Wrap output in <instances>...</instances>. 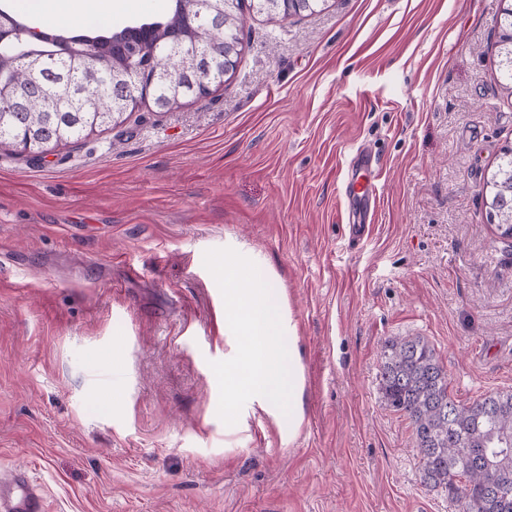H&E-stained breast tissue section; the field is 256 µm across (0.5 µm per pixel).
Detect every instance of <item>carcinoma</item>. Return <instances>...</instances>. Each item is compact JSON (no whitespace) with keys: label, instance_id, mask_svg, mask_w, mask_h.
<instances>
[{"label":"carcinoma","instance_id":"cac0c4a2","mask_svg":"<svg viewBox=\"0 0 512 512\" xmlns=\"http://www.w3.org/2000/svg\"><path fill=\"white\" fill-rule=\"evenodd\" d=\"M250 7L251 0H237V9L226 20L236 60L242 52V15ZM273 12L283 18L310 16L316 5L281 0ZM174 36L193 50L202 52L207 46V28L198 21L187 22L175 10L164 20L75 35L99 44L84 66H74L59 55L57 41L68 38L64 32H48L40 44L18 37L0 41V94L11 108L0 112V145L16 146L30 134L45 146L56 147L61 139L69 143L101 128L93 121L95 98H112V72L123 67V55L112 46V38L162 48ZM35 53L48 60L38 74L29 76L20 64ZM225 82L224 71L215 65L202 73L198 95ZM511 187L512 147H507L484 179L481 195L512 198ZM384 358V404L410 420L424 482L448 491V500L461 504L463 512H512V391L491 393L470 405L457 402L448 391L444 366L421 337L387 340ZM491 471L499 480L494 488L488 484Z\"/></svg>","mask_w":512,"mask_h":512}]
</instances>
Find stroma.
Here are the masks:
<instances>
[{"mask_svg": "<svg viewBox=\"0 0 512 512\" xmlns=\"http://www.w3.org/2000/svg\"><path fill=\"white\" fill-rule=\"evenodd\" d=\"M161 9L0 0L73 34ZM500 0H329L249 14L224 86L42 156L0 146V470L30 466L49 512H459L385 408V340L420 336L457 401L512 391V239L483 179L512 147ZM381 169L376 219L346 195ZM276 281L304 422L217 414L236 353L207 250Z\"/></svg>", "mask_w": 512, "mask_h": 512, "instance_id": "stroma-1", "label": "stroma"}]
</instances>
